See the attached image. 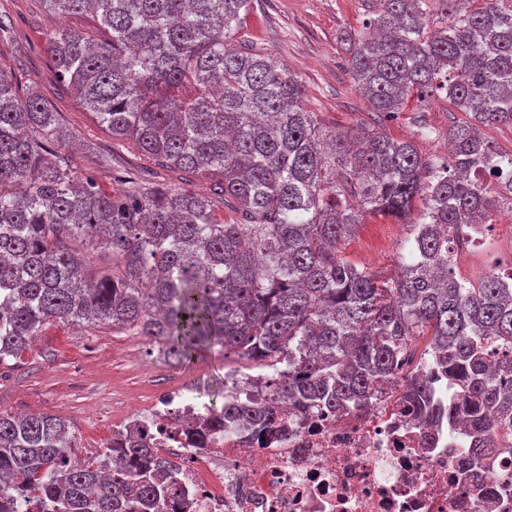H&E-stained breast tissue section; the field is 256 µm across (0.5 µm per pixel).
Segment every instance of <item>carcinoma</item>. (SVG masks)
I'll return each instance as SVG.
<instances>
[{
	"label": "carcinoma",
	"instance_id": "carcinoma-1",
	"mask_svg": "<svg viewBox=\"0 0 512 512\" xmlns=\"http://www.w3.org/2000/svg\"><path fill=\"white\" fill-rule=\"evenodd\" d=\"M252 2L42 0L93 20L92 34L49 35L56 72L113 142L156 170L104 189L79 171L46 98L20 97L0 71V363L50 321H81L143 336L179 365L219 344L270 373L277 397L344 412L391 386L426 336L435 378L456 384L461 404H433L421 375L402 403L423 421L512 433V273L467 286L448 249L463 225L490 221L483 177L512 193V154L482 132L512 125V0H448L441 16L428 0H377L365 29L344 32L348 72L376 115L438 91L468 113L448 129V158L374 127L324 130L296 74L231 46ZM194 178L210 193L185 187ZM377 214L410 227L413 260L390 280L340 251ZM75 243L112 266L92 268ZM277 423L270 404L222 420L257 436ZM77 446L61 418L1 412L0 512H17L11 487L32 478L42 512H145L179 485L138 435L112 438L110 476L71 466Z\"/></svg>",
	"mask_w": 512,
	"mask_h": 512
}]
</instances>
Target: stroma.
<instances>
[{
    "mask_svg": "<svg viewBox=\"0 0 512 512\" xmlns=\"http://www.w3.org/2000/svg\"><path fill=\"white\" fill-rule=\"evenodd\" d=\"M375 8V0H254L238 39L264 49L298 75L306 86L308 109L317 112L325 129L355 130L372 124L373 118L346 70L347 53L339 36L363 29ZM0 12L12 19L10 34L0 39V70L12 77L19 95L36 88L46 96L75 137L79 169L92 172L112 190L122 189L125 172L151 169V161L133 147L113 148L111 135L52 65L48 34L60 28L89 30L90 19L58 18L45 11L41 0H0ZM463 118L441 92L429 97L420 111L384 122L382 130L396 139L414 140L422 155L434 157L440 155L450 125ZM423 123L433 130L430 139L418 137ZM511 208V201H494L484 244L462 251L454 262L459 280L474 284L487 273L512 271V234L499 223ZM408 233L407 225L370 215L343 244L342 255L387 277L402 263ZM232 365L216 346L186 370L165 361L144 338L108 326L54 322L42 328L30 350L0 364V411L60 417L79 444L98 448L111 440L113 424L131 409L175 386L193 385L198 404L221 405L219 392Z\"/></svg>",
    "mask_w": 512,
    "mask_h": 512,
    "instance_id": "stroma-1",
    "label": "stroma"
}]
</instances>
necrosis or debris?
Returning <instances> with one entry per match:
<instances>
[{
    "label": "necrosis or debris",
    "mask_w": 512,
    "mask_h": 512,
    "mask_svg": "<svg viewBox=\"0 0 512 512\" xmlns=\"http://www.w3.org/2000/svg\"><path fill=\"white\" fill-rule=\"evenodd\" d=\"M403 358L398 382L359 411L336 415L280 403L271 433L224 432L190 387L132 410L124 425L152 433L179 469L180 490L161 512H512L502 494L512 474V435L497 434V452L462 476L475 453L468 425L422 424L403 413V378L427 372ZM266 374L224 377V404L256 406L272 399ZM204 425L203 436L185 431Z\"/></svg>",
    "instance_id": "4bbe7bcc"
}]
</instances>
